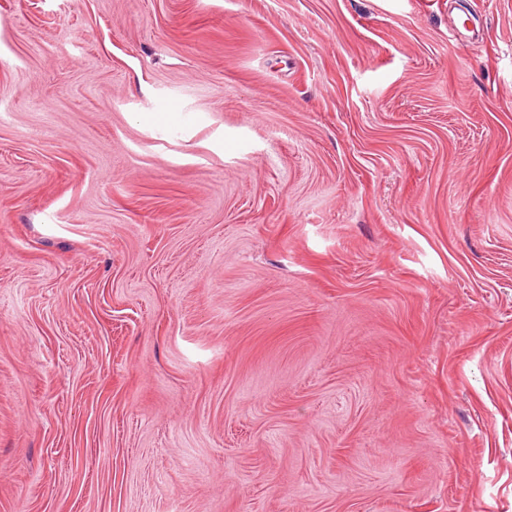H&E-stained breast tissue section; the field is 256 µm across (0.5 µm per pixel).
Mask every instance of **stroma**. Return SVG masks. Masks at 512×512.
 Listing matches in <instances>:
<instances>
[{
  "mask_svg": "<svg viewBox=\"0 0 512 512\" xmlns=\"http://www.w3.org/2000/svg\"><path fill=\"white\" fill-rule=\"evenodd\" d=\"M0 512H512V0H0Z\"/></svg>",
  "mask_w": 512,
  "mask_h": 512,
  "instance_id": "35a3bbf8",
  "label": "stroma"
}]
</instances>
